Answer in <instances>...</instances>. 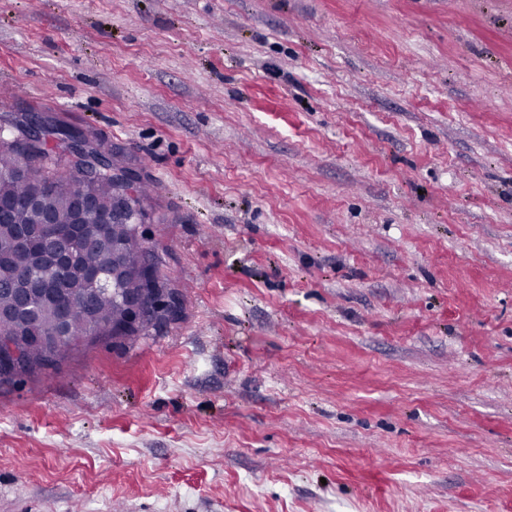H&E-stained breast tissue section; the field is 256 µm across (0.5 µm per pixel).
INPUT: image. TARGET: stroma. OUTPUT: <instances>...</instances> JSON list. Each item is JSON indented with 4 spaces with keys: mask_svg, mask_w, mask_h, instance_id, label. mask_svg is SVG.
<instances>
[{
    "mask_svg": "<svg viewBox=\"0 0 512 512\" xmlns=\"http://www.w3.org/2000/svg\"><path fill=\"white\" fill-rule=\"evenodd\" d=\"M16 83L184 298L0 386V512H512V0H0Z\"/></svg>",
    "mask_w": 512,
    "mask_h": 512,
    "instance_id": "35a3bbf8",
    "label": "stroma"
}]
</instances>
